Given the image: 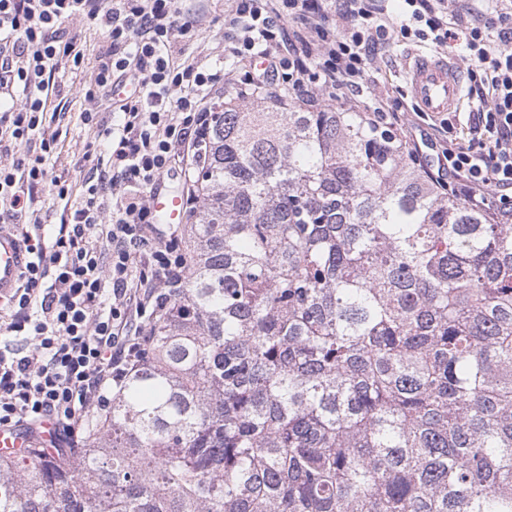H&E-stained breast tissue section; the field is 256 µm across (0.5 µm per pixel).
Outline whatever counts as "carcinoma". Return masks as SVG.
Listing matches in <instances>:
<instances>
[{
    "label": "carcinoma",
    "instance_id": "carcinoma-1",
    "mask_svg": "<svg viewBox=\"0 0 512 512\" xmlns=\"http://www.w3.org/2000/svg\"><path fill=\"white\" fill-rule=\"evenodd\" d=\"M188 271L72 452L0 512H512V224L363 112L210 120Z\"/></svg>",
    "mask_w": 512,
    "mask_h": 512
}]
</instances>
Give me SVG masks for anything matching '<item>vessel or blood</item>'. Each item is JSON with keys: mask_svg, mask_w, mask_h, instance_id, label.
<instances>
[{"mask_svg": "<svg viewBox=\"0 0 512 512\" xmlns=\"http://www.w3.org/2000/svg\"><path fill=\"white\" fill-rule=\"evenodd\" d=\"M410 94L419 111L434 117L459 111L464 87L459 64L438 55L415 56L407 73ZM183 196L172 188H158L150 196L155 221L161 224L180 222ZM32 260L27 243L9 224H0V297L11 294L20 276ZM28 435L18 429H0V453H17L29 445Z\"/></svg>", "mask_w": 512, "mask_h": 512, "instance_id": "vessel-or-blood-1", "label": "vessel or blood"}]
</instances>
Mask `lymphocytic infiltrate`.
Returning a JSON list of instances; mask_svg holds the SVG:
<instances>
[{"mask_svg": "<svg viewBox=\"0 0 512 512\" xmlns=\"http://www.w3.org/2000/svg\"><path fill=\"white\" fill-rule=\"evenodd\" d=\"M333 7L330 24L318 0H234L224 12L225 52L267 62L244 73L240 87L267 91L283 72L281 96L313 106L320 91L335 89L350 108L399 131V100L363 94L369 61L394 29L437 46L458 42L472 63L468 136L459 138L446 118L412 150L470 206L512 199V13L467 19L456 0H401L395 20L378 0ZM75 18L107 40L86 100L121 77L138 88L116 102V122L99 129L105 166L77 192L47 165L57 144L51 127L63 115L62 73L84 60L75 41L59 37ZM290 20L294 29H285ZM200 25L179 0H0V219L24 225L34 256L15 293L0 300V427L34 435L50 420L78 437L109 404L184 280L187 260L175 254V238L159 233L149 196L177 158L194 188L207 154L211 106L227 76L175 58ZM23 144L27 152L16 155ZM42 191L64 203L48 235L35 207Z\"/></svg>", "mask_w": 512, "mask_h": 512, "instance_id": "lymphocytic-infiltrate-1", "label": "lymphocytic infiltrate"}]
</instances>
